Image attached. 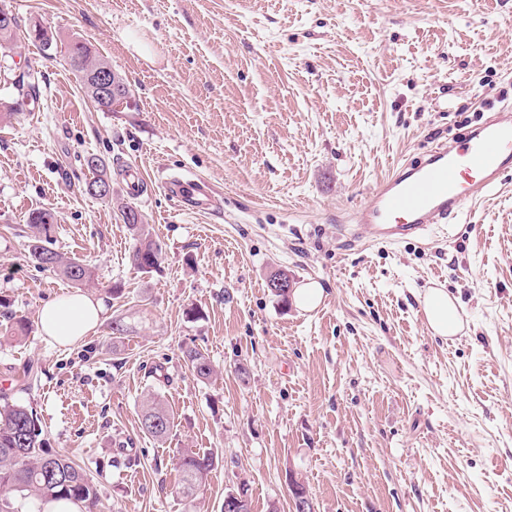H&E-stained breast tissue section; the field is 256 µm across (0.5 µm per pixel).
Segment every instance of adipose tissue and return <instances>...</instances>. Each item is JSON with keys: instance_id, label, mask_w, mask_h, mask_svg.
<instances>
[{"instance_id": "1", "label": "adipose tissue", "mask_w": 512, "mask_h": 512, "mask_svg": "<svg viewBox=\"0 0 512 512\" xmlns=\"http://www.w3.org/2000/svg\"><path fill=\"white\" fill-rule=\"evenodd\" d=\"M427 325L433 335L448 337L462 326L459 308L446 290L431 288L421 298ZM102 305L99 300L77 292L54 300L39 313L43 331L51 342L72 346L82 340L101 323Z\"/></svg>"}]
</instances>
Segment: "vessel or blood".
Wrapping results in <instances>:
<instances>
[{"instance_id":"vessel-or-blood-1","label":"vessel or blood","mask_w":512,"mask_h":512,"mask_svg":"<svg viewBox=\"0 0 512 512\" xmlns=\"http://www.w3.org/2000/svg\"><path fill=\"white\" fill-rule=\"evenodd\" d=\"M512 170V107H501L458 141H441L422 158L404 162L354 212L355 223L379 244L419 240L430 225L447 223L477 203ZM173 190L203 207L213 189L201 179L178 180Z\"/></svg>"}]
</instances>
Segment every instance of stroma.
Masks as SVG:
<instances>
[{"label":"stroma","mask_w":512,"mask_h":512,"mask_svg":"<svg viewBox=\"0 0 512 512\" xmlns=\"http://www.w3.org/2000/svg\"><path fill=\"white\" fill-rule=\"evenodd\" d=\"M0 7L59 45L50 59L22 37L0 48V395L89 472L94 512H222L242 484L250 512H293L290 469L316 512H512V171L425 240L351 236L393 166L512 104V0ZM75 38L121 74L127 107L94 106L65 57ZM31 68L40 93L22 103L12 80ZM91 156L111 199L84 190ZM173 176L209 182L213 204L188 208L163 187ZM124 203L163 245L151 273L129 261ZM38 208L90 282L28 261ZM276 270L320 284L319 306L282 303ZM429 287L459 298L463 333L432 336L417 300ZM77 291L104 322L52 345L39 312ZM188 345L210 380L185 365ZM154 394L173 416L163 441L141 429ZM198 451L217 463L190 503L178 465ZM183 359L197 380H209L214 374L211 361L203 349L188 346L183 350Z\"/></svg>","instance_id":"1"}]
</instances>
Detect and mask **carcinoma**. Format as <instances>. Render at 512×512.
<instances>
[{
    "label": "carcinoma",
    "instance_id": "cac0c4a2",
    "mask_svg": "<svg viewBox=\"0 0 512 512\" xmlns=\"http://www.w3.org/2000/svg\"><path fill=\"white\" fill-rule=\"evenodd\" d=\"M27 37L38 43L46 56L58 48L57 39L49 30L42 34L30 31ZM67 54L70 68L78 75L87 76L107 64L90 43L80 39L69 44ZM87 167L92 172L91 183L110 177L108 166L100 158L90 157ZM121 216L135 240L130 253L131 264L143 273L151 272L162 261V245L145 229L144 220L132 221L124 211ZM55 223V214L49 208L30 213L29 259L38 269L59 272L77 285L90 281L88 267L48 247ZM183 359L196 379L205 381L213 376L214 368L202 349L196 346L185 348ZM0 399L3 400L0 404V489L14 494L12 498H0V512H19L18 500L43 503L69 499L93 508L98 492L87 472L69 456L46 448L43 430L32 408L11 402L6 396ZM172 424L171 414L159 400H153L142 414V430L158 440L169 435ZM215 464L216 457L209 452L184 456L180 462L178 492L186 499H194Z\"/></svg>",
    "mask_w": 512,
    "mask_h": 512
}]
</instances>
